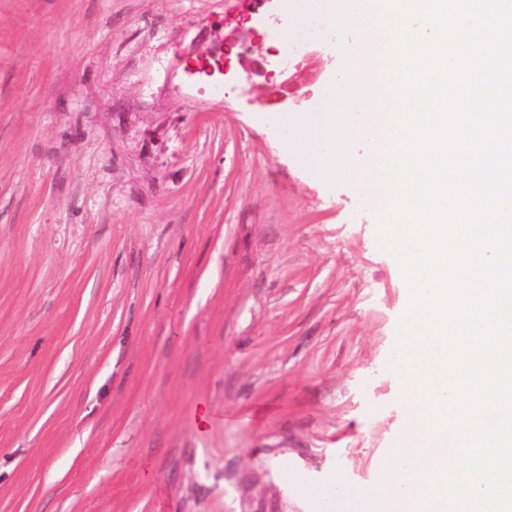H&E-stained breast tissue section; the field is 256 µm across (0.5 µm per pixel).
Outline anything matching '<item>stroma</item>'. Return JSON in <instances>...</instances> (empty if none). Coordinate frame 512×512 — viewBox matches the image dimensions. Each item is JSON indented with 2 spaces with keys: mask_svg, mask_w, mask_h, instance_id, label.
I'll return each mask as SVG.
<instances>
[{
  "mask_svg": "<svg viewBox=\"0 0 512 512\" xmlns=\"http://www.w3.org/2000/svg\"><path fill=\"white\" fill-rule=\"evenodd\" d=\"M281 0H0V512H316L404 434L376 215L283 149Z\"/></svg>",
  "mask_w": 512,
  "mask_h": 512,
  "instance_id": "35a3bbf8",
  "label": "stroma"
}]
</instances>
